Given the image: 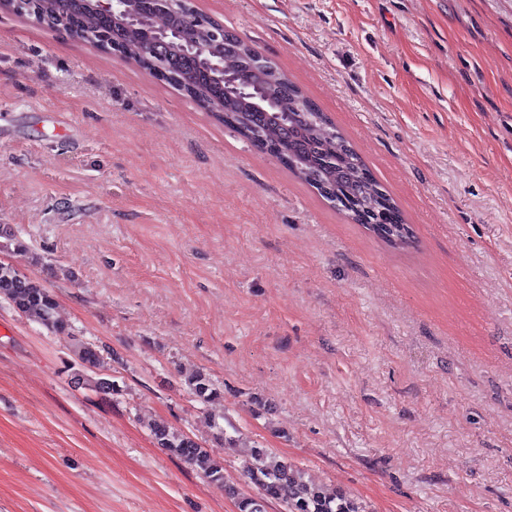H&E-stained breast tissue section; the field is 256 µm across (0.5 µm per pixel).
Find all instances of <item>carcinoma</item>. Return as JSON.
<instances>
[{
	"mask_svg": "<svg viewBox=\"0 0 512 512\" xmlns=\"http://www.w3.org/2000/svg\"><path fill=\"white\" fill-rule=\"evenodd\" d=\"M37 2V22L86 33L96 41L104 36L106 42L119 44L126 58L142 69H162L168 84L252 145L284 162L324 199L341 202V211L351 222L365 225L392 248L409 243L411 227L352 144L272 60L257 66L258 50L234 32L224 30V42L218 44L211 37L210 21L193 12L189 4L162 18L148 0H130L127 13L115 16L96 12L85 0ZM162 25L178 36H161ZM0 300L49 333L69 335L55 295L38 279L22 276L2 263ZM74 348L82 384L95 392H113L112 380L102 373L106 349L83 342L75 343ZM185 383L201 402L210 403L224 395L202 371L188 374ZM147 427L160 447L212 482L225 485L237 500L239 512H264L269 500L279 503L284 512H364L354 499L305 481L296 465L258 446L248 449L245 470L258 496L247 495L233 484H224V468L191 436L157 421Z\"/></svg>",
	"mask_w": 512,
	"mask_h": 512,
	"instance_id": "obj_1",
	"label": "carcinoma"
}]
</instances>
